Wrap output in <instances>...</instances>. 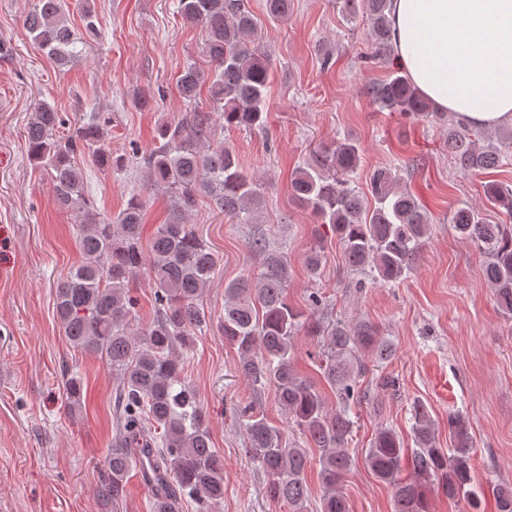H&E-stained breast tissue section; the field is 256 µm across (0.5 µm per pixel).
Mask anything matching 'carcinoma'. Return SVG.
Returning a JSON list of instances; mask_svg holds the SVG:
<instances>
[{
  "label": "carcinoma",
  "instance_id": "cac0c4a2",
  "mask_svg": "<svg viewBox=\"0 0 512 512\" xmlns=\"http://www.w3.org/2000/svg\"><path fill=\"white\" fill-rule=\"evenodd\" d=\"M350 17L363 13L369 21L371 57L386 60L393 53L390 0H339ZM177 12L201 27L210 64L205 72L190 64L178 78L189 111L159 126L157 143L143 160L144 185L168 195L167 219L157 225L148 243L142 241L144 201L138 194L108 218L94 212L75 155L84 153L103 170H122L125 159L112 156L104 128L92 120L67 132L66 121L48 101L34 108L25 128L28 157L47 172L53 204L78 217L76 244L84 261L55 288V311L70 345L100 355L115 373L116 415L102 492L116 502L124 493L131 467L147 464L151 512H179L188 498L198 512H213L224 500V459L213 448L205 413L185 375V354L198 333L208 327L200 299L210 286L221 258L189 224L188 216L204 195L233 221L255 224L263 203L262 185L244 173L236 152L215 140L213 113L224 127L259 129L266 122L269 64L254 45L257 31L247 0H177ZM23 27L56 63L64 65L82 54L78 46L99 37L97 17L84 12L82 28L71 25L66 0H33ZM209 84L211 104H197L201 87ZM383 109L409 119L448 124V154L461 173H485L501 166L502 147L482 144L478 131L461 119L448 122L446 113L422 96L399 71L366 89ZM360 147L346 138L320 147L312 163L295 171L291 194L317 224L330 227L344 248L353 271L370 270L383 283L407 277L429 237L430 224L417 197L401 186L397 171L383 167L369 178L367 193L351 185L360 164ZM486 198L502 214L491 224L480 209L464 205L452 217L455 231L484 257V276L498 308L512 315V186L490 182ZM260 257L257 274L224 285V315L219 329L239 353V371L252 386L253 397L237 407L248 453L266 478V497L290 512H306L310 490L305 479L310 457L272 424L259 396L270 387L292 429L320 452L322 495L319 512H351L342 477L351 460V402L359 399L358 377L365 369L361 355L379 364L395 349L370 321L341 319L304 323V314L288 304V258L259 234L249 242ZM324 259L323 238L306 251L308 270L316 274ZM147 270L154 288V315L139 334L131 330L138 297L131 283ZM326 337L319 355V374L336 398L328 409L317 384L298 373L294 337L302 326ZM68 407L80 404L83 384L78 375L66 378ZM416 448L411 453L412 477L398 481L406 448L391 428L377 430L365 456L372 474L393 485L394 512H428L426 491L438 480L448 496H464L467 512H480L469 490L472 437L466 420L448 413L452 448L436 446L435 424L427 406L417 400L410 410ZM496 512H512V486L493 491Z\"/></svg>",
  "mask_w": 512,
  "mask_h": 512
}]
</instances>
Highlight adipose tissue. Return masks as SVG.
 Returning a JSON list of instances; mask_svg holds the SVG:
<instances>
[{
    "mask_svg": "<svg viewBox=\"0 0 512 512\" xmlns=\"http://www.w3.org/2000/svg\"><path fill=\"white\" fill-rule=\"evenodd\" d=\"M390 20L398 62L438 109L512 126V0H391Z\"/></svg>",
    "mask_w": 512,
    "mask_h": 512,
    "instance_id": "1",
    "label": "adipose tissue"
}]
</instances>
